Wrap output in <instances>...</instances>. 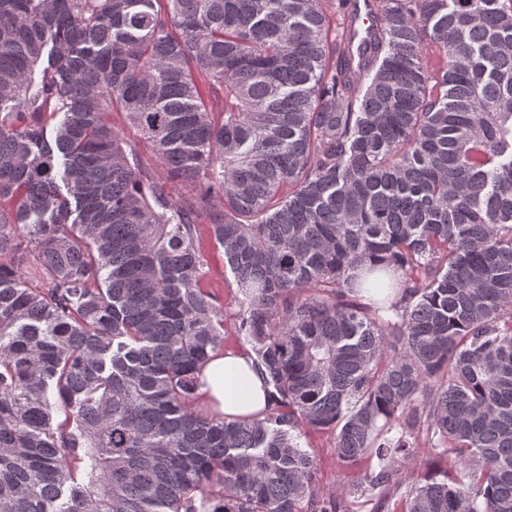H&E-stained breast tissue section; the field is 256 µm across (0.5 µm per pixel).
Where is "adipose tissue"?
<instances>
[{
  "mask_svg": "<svg viewBox=\"0 0 512 512\" xmlns=\"http://www.w3.org/2000/svg\"><path fill=\"white\" fill-rule=\"evenodd\" d=\"M199 378L198 393L211 413L250 416L267 404L264 383L246 351L229 348L212 354L201 367Z\"/></svg>",
  "mask_w": 512,
  "mask_h": 512,
  "instance_id": "ef3b65f1",
  "label": "adipose tissue"
}]
</instances>
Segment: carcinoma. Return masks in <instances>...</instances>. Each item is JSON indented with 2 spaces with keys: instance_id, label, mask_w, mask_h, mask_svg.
<instances>
[{
  "instance_id": "1",
  "label": "carcinoma",
  "mask_w": 512,
  "mask_h": 512,
  "mask_svg": "<svg viewBox=\"0 0 512 512\" xmlns=\"http://www.w3.org/2000/svg\"><path fill=\"white\" fill-rule=\"evenodd\" d=\"M366 2L0 0V512H344L421 446L396 512H512V0ZM202 222L257 418L198 406ZM112 125L121 132V134L127 139L128 143L137 149V151L141 154V156L148 163L151 164L152 167H155L154 159L151 158V154L147 148V144L141 140L137 134V132L133 129H130L124 119L123 114L121 112H113L112 113ZM301 447L318 460V482L325 492L336 491L340 466L333 452V440L328 433H307L300 439ZM414 466L405 469L398 475V479L404 483L412 481L413 478H424L434 476L443 466V460L436 454H427L426 450H421ZM355 469V477H358L359 483L363 485L364 489H369V491L363 493L359 492L358 494H352L346 497L344 500L346 512H374L373 510L375 509L378 499L383 495L391 497V504L395 501L396 494L399 493V491H394V487H392L390 491H385L381 488L373 490L369 488L372 477L380 469L379 462L376 458L361 462Z\"/></svg>"
}]
</instances>
